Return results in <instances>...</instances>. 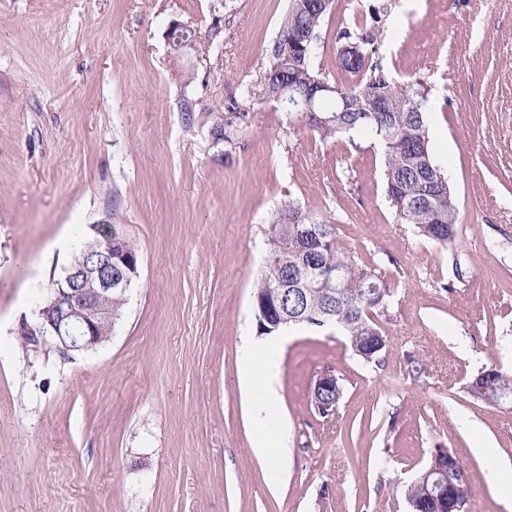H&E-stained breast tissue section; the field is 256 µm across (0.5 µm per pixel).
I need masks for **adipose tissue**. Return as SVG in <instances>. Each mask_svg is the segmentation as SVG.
<instances>
[{
  "label": "adipose tissue",
  "mask_w": 512,
  "mask_h": 512,
  "mask_svg": "<svg viewBox=\"0 0 512 512\" xmlns=\"http://www.w3.org/2000/svg\"><path fill=\"white\" fill-rule=\"evenodd\" d=\"M285 337L276 341L254 343L246 342L241 351L243 373L251 389L257 393L254 402V418L256 423L267 419L268 407L276 397V386L279 379V358L277 349L285 344Z\"/></svg>",
  "instance_id": "obj_1"
}]
</instances>
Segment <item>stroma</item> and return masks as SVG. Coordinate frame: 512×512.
I'll return each mask as SVG.
<instances>
[{"label":"stroma","mask_w":512,"mask_h":512,"mask_svg":"<svg viewBox=\"0 0 512 512\" xmlns=\"http://www.w3.org/2000/svg\"><path fill=\"white\" fill-rule=\"evenodd\" d=\"M372 2L334 0L322 68L337 21ZM381 2L372 59L430 91L459 205L450 248L388 200L380 146L320 139L242 96L289 0H227L216 44L212 0H0V512H408L436 448L468 472L466 512H505L512 407L467 383L485 366L512 373V0ZM174 21L194 50L171 47ZM288 200L381 271L387 345L367 363L336 328L290 329L260 427L240 349ZM103 223L140 257L111 340L68 358L25 342L23 322ZM326 369L343 385L328 417L311 404Z\"/></svg>","instance_id":"35a3bbf8"}]
</instances>
